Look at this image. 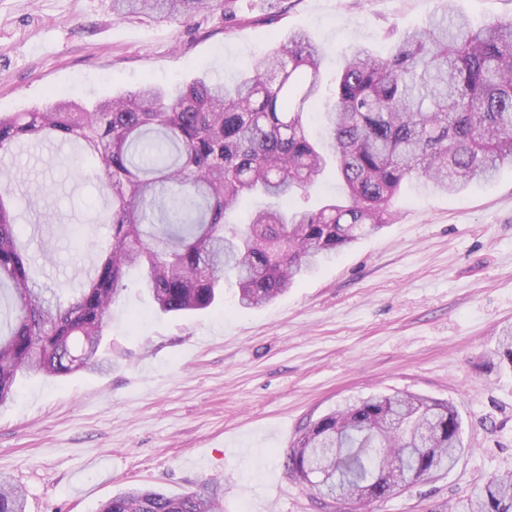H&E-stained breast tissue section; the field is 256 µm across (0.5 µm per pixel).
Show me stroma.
<instances>
[{"instance_id": "obj_1", "label": "stroma", "mask_w": 512, "mask_h": 512, "mask_svg": "<svg viewBox=\"0 0 512 512\" xmlns=\"http://www.w3.org/2000/svg\"><path fill=\"white\" fill-rule=\"evenodd\" d=\"M444 0H234L207 17L118 20L109 0H0V114L52 92L86 102L144 80H231L271 39L306 30L332 79L350 48L382 52ZM69 147L27 145L4 165L30 205L19 229L50 288L77 286L106 243L104 200ZM394 223L343 249L273 302L234 288L199 313L164 315L138 272L112 307L103 371L22 377L0 408V475L26 512H97L135 486L208 491L218 512H448L512 466V373L487 354L512 326V168L451 197L407 182ZM448 401L456 465L387 501L321 507L285 466L309 422L372 395Z\"/></svg>"}]
</instances>
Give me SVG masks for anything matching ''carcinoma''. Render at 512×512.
<instances>
[{"mask_svg": "<svg viewBox=\"0 0 512 512\" xmlns=\"http://www.w3.org/2000/svg\"><path fill=\"white\" fill-rule=\"evenodd\" d=\"M231 0H112L118 19L204 17ZM322 50L305 31L276 41L232 83L201 73L171 87L144 83L92 107L54 95L31 112L0 115V160L24 141L75 142L72 164L109 202L110 237L83 288L39 285L4 200L0 172V406L17 377L65 376L102 366L101 346L126 270L139 267L158 309L209 308L224 281L244 309L262 307L321 262L393 223L391 203L414 179L452 197L512 166V20L475 28L447 12L401 33L388 55L351 50L335 77L326 136L313 140L304 108L321 100ZM336 165L346 200L294 205ZM275 204L247 224L240 204ZM491 356L512 371V328ZM462 450L455 407L414 394L373 395L304 428L289 448L291 475L322 498L359 503L395 495L451 467ZM0 512H25L0 478ZM99 512H217L211 496L133 487ZM448 512H512V468L475 484Z\"/></svg>", "mask_w": 512, "mask_h": 512, "instance_id": "obj_1", "label": "carcinoma"}]
</instances>
